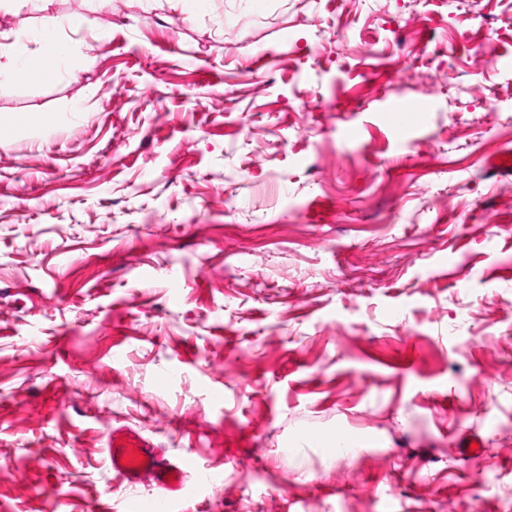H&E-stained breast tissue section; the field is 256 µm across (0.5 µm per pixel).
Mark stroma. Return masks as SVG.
Instances as JSON below:
<instances>
[{
    "mask_svg": "<svg viewBox=\"0 0 512 512\" xmlns=\"http://www.w3.org/2000/svg\"><path fill=\"white\" fill-rule=\"evenodd\" d=\"M47 15L55 81L0 84V512H512V0L0 24ZM120 427L210 482L127 486Z\"/></svg>",
    "mask_w": 512,
    "mask_h": 512,
    "instance_id": "1",
    "label": "stroma"
}]
</instances>
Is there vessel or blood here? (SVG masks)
I'll list each match as a JSON object with an SVG mask.
<instances>
[{
    "instance_id": "1",
    "label": "vessel or blood",
    "mask_w": 512,
    "mask_h": 512,
    "mask_svg": "<svg viewBox=\"0 0 512 512\" xmlns=\"http://www.w3.org/2000/svg\"><path fill=\"white\" fill-rule=\"evenodd\" d=\"M106 451L113 470L130 486L147 480L159 488L179 491L183 488V476L189 470L196 471L200 481L209 479L208 472L194 457L172 462L163 449L152 447L133 432L112 431L107 437Z\"/></svg>"
}]
</instances>
